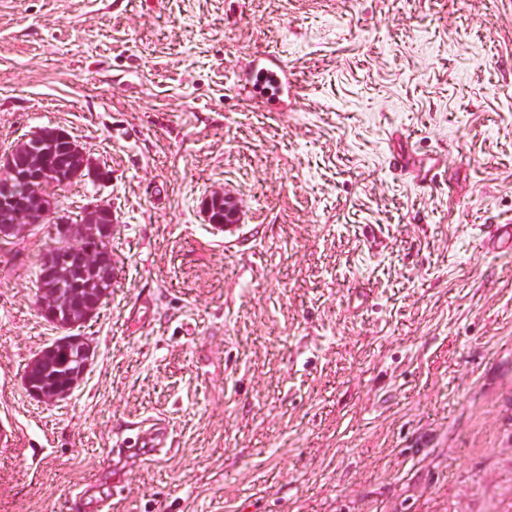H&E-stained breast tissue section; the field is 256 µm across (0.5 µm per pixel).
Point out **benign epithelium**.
Listing matches in <instances>:
<instances>
[{
    "mask_svg": "<svg viewBox=\"0 0 512 512\" xmlns=\"http://www.w3.org/2000/svg\"><path fill=\"white\" fill-rule=\"evenodd\" d=\"M30 156L23 152L11 150L0 157V176L5 178V199L11 206L4 207L5 234L0 236V244L12 241L11 235H22L26 229L23 220L39 217L60 225L64 237L63 260L74 261L79 265L86 263L89 256L102 250V244L110 241L111 231L100 226L99 215L108 209L104 204L90 205L84 209L77 224H72L68 214L57 209L55 198L48 194L47 187L58 185L59 175L49 167L32 176L27 171ZM223 205L224 223L232 224L238 213L237 204L218 191L206 203L205 214L211 215L212 205ZM56 295L60 296L57 304L45 309L51 319L61 320L69 317V309L78 310L83 318L90 319L96 313L98 301L89 288H75L63 292V285L57 284ZM56 346L63 352H75L74 365L68 369L50 361L44 354L35 356L25 370V383L29 393L37 400L52 403L68 396L83 379L94 355V348L85 338L64 337Z\"/></svg>",
    "mask_w": 512,
    "mask_h": 512,
    "instance_id": "benign-epithelium-1",
    "label": "benign epithelium"
}]
</instances>
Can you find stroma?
I'll return each instance as SVG.
<instances>
[{
  "label": "stroma",
  "instance_id": "1",
  "mask_svg": "<svg viewBox=\"0 0 512 512\" xmlns=\"http://www.w3.org/2000/svg\"><path fill=\"white\" fill-rule=\"evenodd\" d=\"M42 128L117 276L44 404L52 227L0 247V512H512V0H0V154ZM68 142L62 139H58L54 144H45L41 148L37 149L39 152L46 150L50 155L47 158V162L50 165L56 166L59 170L65 169L62 171V175L65 177L67 175L68 169L74 167L75 169L78 166V160L70 161V154L68 150ZM212 202L215 203L216 206H219L222 202L224 208V234L232 233L238 229V224H232L235 221V217L238 213L237 204L230 200V198L224 195L223 191L216 192L206 203V207L204 208L205 214L210 222V215L212 213ZM56 342V341H55ZM54 342V343H55ZM54 343L51 345L53 346ZM50 346V347H51ZM56 346L60 348L57 354H52L53 358L60 359L62 357L61 352H67L69 359H74V365L65 370L61 374L63 384L60 389L45 388L44 390L38 389L35 385H39V380L44 378L46 375L52 373V377L58 376L55 370H61L65 366L59 365L57 362H51L44 353H39L35 356L27 365L25 370V383L29 388V393L37 400L44 403H52L57 401L59 398L68 396L72 393L75 387L83 379L88 367L91 364L92 357L94 355V348L90 342L84 337L73 338L64 337L57 341ZM56 346L50 349L56 350ZM74 348L75 356L71 357V348ZM78 347V350H76ZM147 426V428H146ZM133 444L130 446H137L139 448H165L168 439L167 427L152 419L145 426L140 427Z\"/></svg>",
  "mask_w": 512,
  "mask_h": 512
}]
</instances>
